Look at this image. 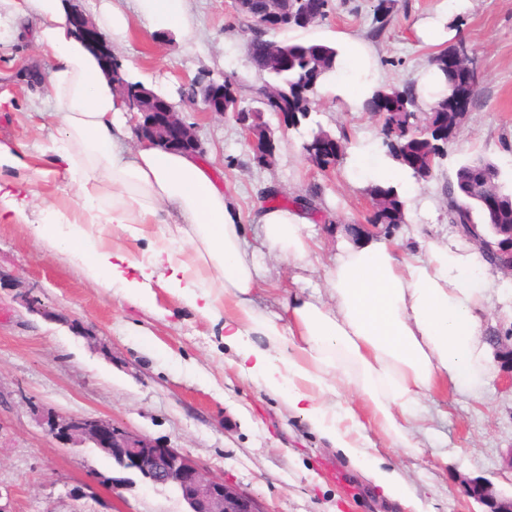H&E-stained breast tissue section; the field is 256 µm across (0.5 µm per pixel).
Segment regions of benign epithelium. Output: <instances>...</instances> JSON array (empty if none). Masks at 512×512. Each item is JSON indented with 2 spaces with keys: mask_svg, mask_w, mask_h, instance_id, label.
I'll use <instances>...</instances> for the list:
<instances>
[{
  "mask_svg": "<svg viewBox=\"0 0 512 512\" xmlns=\"http://www.w3.org/2000/svg\"><path fill=\"white\" fill-rule=\"evenodd\" d=\"M300 12L284 13L277 0H235V6L249 11L248 18L252 37L248 42L251 61H259L269 68H279L283 55L273 42L266 39L271 31L287 29L293 25L309 24L321 18L325 8L310 6V0H299ZM68 23L74 34L99 59L112 80L114 93L132 113L136 139L157 144L165 149H179L189 153H200L201 146L194 125L186 122L176 105L167 101L143 85L127 81L112 65V50L108 35L80 8H72ZM448 68L453 74L451 105L454 119L463 124L467 119L477 85L476 70L472 66L468 51L448 52ZM280 89L270 87L266 94L257 97L260 107L249 112H240L232 100L239 94L231 92L224 97V84L210 82L193 86L183 96V102L199 107L204 112L230 116L240 126L245 144L260 166L273 162L276 153L275 130L286 132L300 125V113L279 112L278 128L265 121V112L275 108ZM457 127H448V113L428 112L425 119L416 125L397 129L394 134L402 139L417 140L421 137L432 141V135L448 138ZM341 143L327 132L318 133L309 145L307 160L314 167L325 170L341 161ZM482 208L488 215L496 214L501 207V197L492 187H485ZM459 232L473 243L481 253L493 256V267L512 274V225H508L507 237L498 239L472 234L468 229L474 224H457ZM486 343L492 348L499 375L512 379V334L504 338L498 334H487ZM50 431L61 440L72 442L89 441L112 457L118 465L139 472L154 484L172 485L181 493L189 512H269L252 494L223 479L211 477L186 452L169 448L148 438L121 429L112 422L97 418H71L64 423L51 424ZM465 492L488 507V512H512V496L506 497L482 480L465 482Z\"/></svg>",
  "mask_w": 512,
  "mask_h": 512,
  "instance_id": "1",
  "label": "benign epithelium"
}]
</instances>
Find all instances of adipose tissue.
<instances>
[{"mask_svg": "<svg viewBox=\"0 0 512 512\" xmlns=\"http://www.w3.org/2000/svg\"><path fill=\"white\" fill-rule=\"evenodd\" d=\"M146 27L192 30L187 0H134L126 15L109 0L100 24L125 39L130 17ZM37 21L34 41L49 67L53 115L60 137L53 152L74 187L80 216L48 208L40 237L63 248L86 275L142 304L164 288L210 321H222L224 341L240 373L281 395L394 500L407 487L396 472L375 467L373 434L415 451L411 431L422 401L448 387L475 383L489 370L478 340L484 284L480 255L428 244L425 255H399L373 237L341 246L325 266L326 294H293L280 315L251 304L263 275L245 237L243 215L194 155L149 143L124 154L126 108L99 59L68 25L63 0H0V34ZM263 243L286 261L311 262L317 244L299 207L257 206ZM112 224L145 239L143 257L88 234ZM166 233L151 237V225ZM356 403L337 409L344 387Z\"/></svg>", "mask_w": 512, "mask_h": 512, "instance_id": "ef3b65f1", "label": "adipose tissue"}]
</instances>
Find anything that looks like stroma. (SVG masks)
I'll return each mask as SVG.
<instances>
[{
    "label": "stroma",
    "instance_id": "obj_1",
    "mask_svg": "<svg viewBox=\"0 0 512 512\" xmlns=\"http://www.w3.org/2000/svg\"><path fill=\"white\" fill-rule=\"evenodd\" d=\"M442 0H393L390 22L370 37L376 0H328L325 17L305 30L278 32L289 42L341 45L358 38L370 51L375 85L426 84L430 59L465 41L478 76V94L448 148L436 177L415 184L406 200L404 224L390 243L421 253L424 244L473 245L449 224L444 186L460 162L481 153L512 181V0H469L461 12L441 14ZM197 19L192 32L169 29L167 38L132 21L127 42L113 43L120 70L136 66L152 78L158 94L181 104L192 83L228 80L243 87L240 105L256 104L259 83L247 54V20L232 0H189ZM440 19L432 39L417 25ZM46 72L33 38L21 28L0 45V92L10 105L0 109V141L18 145L21 163L0 174L10 182L28 224L0 222V507L5 512H188L179 492L119 467L93 443L65 444L49 432L50 422L102 418L133 433L192 455L210 476L224 479L262 500L271 512H406L385 497L364 472L283 397L239 376L212 323L162 288L145 306L118 289L91 281L64 251L51 248L33 225L54 207L75 214L77 201L63 174L37 178L34 167H52L49 85L29 86L27 69ZM184 119L198 128L200 160L249 209L258 192L275 186L282 195L314 194L310 230L319 240L320 267L298 271L263 252L259 263L268 287L255 306L280 311L294 291L324 288L321 268L347 242L345 225L372 216L369 184L352 158L364 149L387 157L378 122L323 83L307 120L287 131L274 162L256 165L239 126L220 115L183 106ZM351 141L347 159L329 172L312 167L304 146L317 130ZM482 332L512 331V277L488 268ZM413 432L418 453L376 438L371 454L397 472L422 512H480L465 494L471 479L512 493V470L503 457L512 449V383L498 370L469 388H448L423 402Z\"/></svg>",
    "mask_w": 512,
    "mask_h": 512
}]
</instances>
